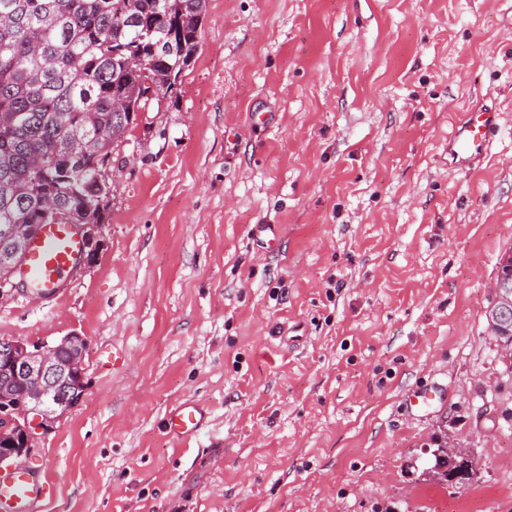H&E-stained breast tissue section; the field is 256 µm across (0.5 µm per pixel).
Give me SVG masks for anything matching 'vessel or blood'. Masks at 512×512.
<instances>
[{
  "label": "vessel or blood",
  "mask_w": 512,
  "mask_h": 512,
  "mask_svg": "<svg viewBox=\"0 0 512 512\" xmlns=\"http://www.w3.org/2000/svg\"><path fill=\"white\" fill-rule=\"evenodd\" d=\"M499 131V113L483 106L463 113L448 140V163L469 169L490 153ZM83 252L82 240L73 225L46 224L29 242L22 266L24 279L45 300H57L68 276L77 268ZM204 416L194 402L184 401L166 418V430L176 439L193 436ZM50 486L27 467L0 471V512H41L40 504Z\"/></svg>",
  "instance_id": "b4317fda"
}]
</instances>
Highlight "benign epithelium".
Segmentation results:
<instances>
[{"instance_id": "benign-epithelium-1", "label": "benign epithelium", "mask_w": 512, "mask_h": 512, "mask_svg": "<svg viewBox=\"0 0 512 512\" xmlns=\"http://www.w3.org/2000/svg\"><path fill=\"white\" fill-rule=\"evenodd\" d=\"M37 224H6L0 229V253L10 263L0 267V285L20 269L26 244L38 232ZM496 297L488 310L490 329L501 348L512 353V275L500 276ZM85 339L69 334L51 343H0V468L16 467L34 441L33 429L50 430L85 396ZM441 450L448 465L470 453L446 437Z\"/></svg>"}]
</instances>
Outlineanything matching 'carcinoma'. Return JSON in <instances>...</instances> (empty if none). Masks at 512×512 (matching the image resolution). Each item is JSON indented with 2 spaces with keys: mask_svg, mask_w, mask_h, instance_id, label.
Segmentation results:
<instances>
[{
  "mask_svg": "<svg viewBox=\"0 0 512 512\" xmlns=\"http://www.w3.org/2000/svg\"><path fill=\"white\" fill-rule=\"evenodd\" d=\"M207 0H0V226L102 224L96 176L128 133L116 111L172 95L198 49ZM79 133L70 151L59 144ZM56 198L60 211L44 210ZM450 487L479 480L474 460Z\"/></svg>",
  "mask_w": 512,
  "mask_h": 512,
  "instance_id": "1",
  "label": "carcinoma"
}]
</instances>
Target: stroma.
<instances>
[{"instance_id":"stroma-1","label":"stroma","mask_w":512,"mask_h":512,"mask_svg":"<svg viewBox=\"0 0 512 512\" xmlns=\"http://www.w3.org/2000/svg\"><path fill=\"white\" fill-rule=\"evenodd\" d=\"M484 104L501 133L455 170ZM107 170L60 298L0 289V339L87 341L84 399L23 460L44 512H512L486 317L512 252V0H208L176 95ZM184 400L206 418L176 442ZM447 434L478 483L432 476ZM499 131V112L481 106L465 112L448 139V164L459 169H470L491 152Z\"/></svg>"}]
</instances>
